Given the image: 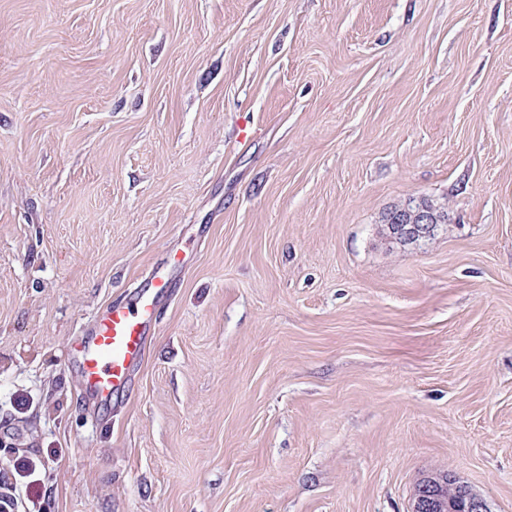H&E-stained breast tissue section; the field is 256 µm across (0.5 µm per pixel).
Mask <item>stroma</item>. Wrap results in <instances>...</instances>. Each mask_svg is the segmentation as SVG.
I'll list each match as a JSON object with an SVG mask.
<instances>
[{"mask_svg": "<svg viewBox=\"0 0 512 512\" xmlns=\"http://www.w3.org/2000/svg\"><path fill=\"white\" fill-rule=\"evenodd\" d=\"M426 198L420 245L384 234ZM180 258L130 393L69 349ZM512 512V0H0L6 512ZM455 486L453 495L446 488ZM411 512H488L482 497L467 485L455 484L447 474L421 481L414 489Z\"/></svg>", "mask_w": 512, "mask_h": 512, "instance_id": "1", "label": "stroma"}]
</instances>
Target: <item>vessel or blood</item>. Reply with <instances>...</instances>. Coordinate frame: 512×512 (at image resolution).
Wrapping results in <instances>:
<instances>
[{
  "label": "vessel or blood",
  "instance_id": "obj_1",
  "mask_svg": "<svg viewBox=\"0 0 512 512\" xmlns=\"http://www.w3.org/2000/svg\"><path fill=\"white\" fill-rule=\"evenodd\" d=\"M169 275L158 269L152 286L128 299L112 301L94 322L88 337L76 344L73 359L86 394L106 402L129 384L156 324L157 293L168 288Z\"/></svg>",
  "mask_w": 512,
  "mask_h": 512
}]
</instances>
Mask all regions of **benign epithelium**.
Listing matches in <instances>:
<instances>
[{"instance_id": "obj_1", "label": "benign epithelium", "mask_w": 512, "mask_h": 512, "mask_svg": "<svg viewBox=\"0 0 512 512\" xmlns=\"http://www.w3.org/2000/svg\"><path fill=\"white\" fill-rule=\"evenodd\" d=\"M444 216L422 201L412 200L390 213V239L403 245H418ZM411 512H488L482 497L464 484H453L447 475L421 481L414 489Z\"/></svg>"}]
</instances>
